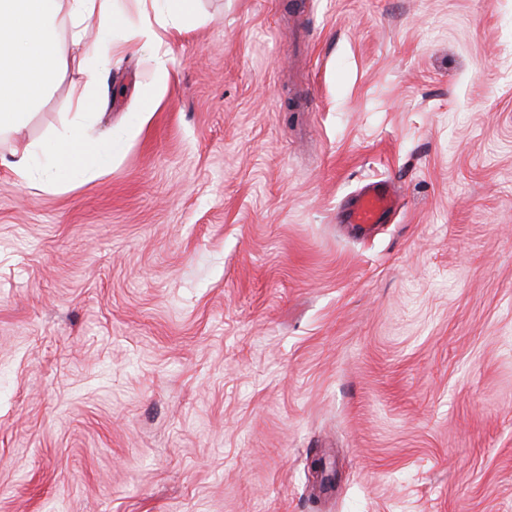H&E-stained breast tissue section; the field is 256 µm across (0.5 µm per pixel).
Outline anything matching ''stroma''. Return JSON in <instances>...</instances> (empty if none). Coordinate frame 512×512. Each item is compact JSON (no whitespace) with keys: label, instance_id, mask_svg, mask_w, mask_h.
<instances>
[{"label":"stroma","instance_id":"stroma-1","mask_svg":"<svg viewBox=\"0 0 512 512\" xmlns=\"http://www.w3.org/2000/svg\"><path fill=\"white\" fill-rule=\"evenodd\" d=\"M125 8L11 140L111 162L0 165V512H512V0ZM194 2L195 0H150L153 11L160 17H167L169 21L191 14L194 11ZM135 37L141 40L142 47L150 51L157 71L165 73L170 63V58L167 51L162 49L163 42L156 29L150 24L145 25L137 30ZM87 99L88 94L83 91L76 99L75 111L66 112L43 139L13 151L10 168L18 184L38 181L44 188H53L64 179L76 182L94 173L88 160L101 167L104 158L112 156V139L92 140L83 133L89 113L82 112ZM397 202L396 192L387 183H368L350 200L345 211V219L348 224H356L366 232L375 224H381Z\"/></svg>","mask_w":512,"mask_h":512}]
</instances>
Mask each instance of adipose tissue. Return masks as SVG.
Wrapping results in <instances>:
<instances>
[{"label": "adipose tissue", "instance_id": "1", "mask_svg": "<svg viewBox=\"0 0 512 512\" xmlns=\"http://www.w3.org/2000/svg\"><path fill=\"white\" fill-rule=\"evenodd\" d=\"M121 0H0V139L25 128L61 77L66 45L83 47L97 70H105L117 46L112 26ZM99 19L94 42H86V24ZM88 99L80 93L74 111L41 140L12 153L10 168L18 184L55 187L91 176V163L111 156L108 141L85 137Z\"/></svg>", "mask_w": 512, "mask_h": 512}]
</instances>
